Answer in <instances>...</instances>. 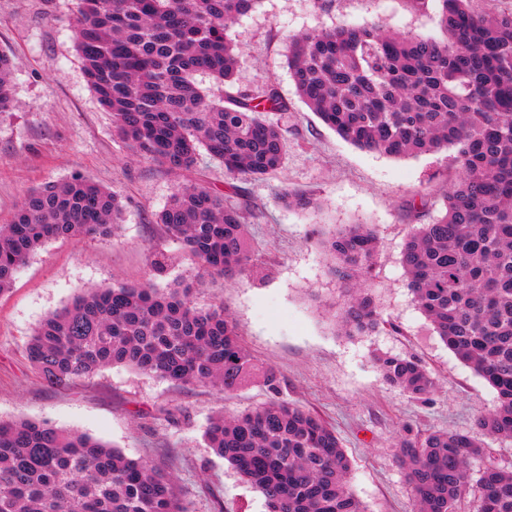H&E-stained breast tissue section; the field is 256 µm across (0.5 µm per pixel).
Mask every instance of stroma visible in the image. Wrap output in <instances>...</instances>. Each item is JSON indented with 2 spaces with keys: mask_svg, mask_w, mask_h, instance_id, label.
Listing matches in <instances>:
<instances>
[{
  "mask_svg": "<svg viewBox=\"0 0 512 512\" xmlns=\"http://www.w3.org/2000/svg\"><path fill=\"white\" fill-rule=\"evenodd\" d=\"M74 0H0V52L11 59L16 108L0 114V224L23 196L81 175L123 206L114 235L52 240L0 292V420L25 418L75 430L166 473L190 512H267L260 492L209 448L204 432L218 411L235 414L280 398L319 415L351 461L349 484L367 512H415L395 459L403 428L474 432L495 405L494 390L462 365L418 309L407 288L402 247L416 225L441 211L455 179L454 150L391 157L361 150L325 126L300 100L287 65L290 38L341 25L375 24L410 36L440 37L433 0H259L231 30L238 77L255 91L275 88L286 103L282 168L261 181L237 180L259 210L248 238L259 270L228 283L200 280L190 253L170 239L158 213L185 182L227 188L207 153L175 172L134 154L89 87L74 47ZM318 198V210L287 206L282 194ZM424 195L427 206L414 210ZM347 224L371 225L377 249L367 294L380 325L345 334L337 318L346 281L322 246ZM151 281L194 287L200 306L224 304L276 389L261 380L222 395L209 384L182 386L123 366L48 386L30 364L27 343L50 311L88 286ZM380 356L419 361L437 379L429 400L387 384Z\"/></svg>",
  "mask_w": 512,
  "mask_h": 512,
  "instance_id": "obj_1",
  "label": "stroma"
}]
</instances>
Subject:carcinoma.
Masks as SVG:
<instances>
[{"label":"carcinoma","mask_w":512,"mask_h":512,"mask_svg":"<svg viewBox=\"0 0 512 512\" xmlns=\"http://www.w3.org/2000/svg\"><path fill=\"white\" fill-rule=\"evenodd\" d=\"M258 0H76L75 47L89 86L116 133L139 157L189 171L199 149L224 174L261 179L280 168L288 143L270 115L286 104L236 80L230 31ZM445 39L387 33L375 24L306 32L289 42L301 101L352 145L394 157L455 150L458 178L444 213L419 225L401 264L419 310L456 358L496 392L477 417L482 435L512 444V8L487 16L473 0H434ZM207 74L206 91L196 75ZM10 60L0 54V113L14 110ZM290 207L319 203L287 191ZM248 200L188 181L158 214L202 274L232 281L254 272ZM122 205L82 176L29 191L0 225V291L45 243L110 236ZM376 237L351 224L323 242L349 281L340 323L378 324L364 295ZM192 285L92 288L48 313L27 356L50 385L126 366L181 384L230 393L257 373L237 326L214 303L196 306ZM384 379L429 398L434 378L411 359H378ZM209 447L264 496L268 512H366L347 484L336 432L303 407L272 399L212 419ZM420 512H512V470L470 433L405 429L397 444ZM0 512H190L170 478L71 430L0 421Z\"/></svg>","instance_id":"carcinoma-1"}]
</instances>
